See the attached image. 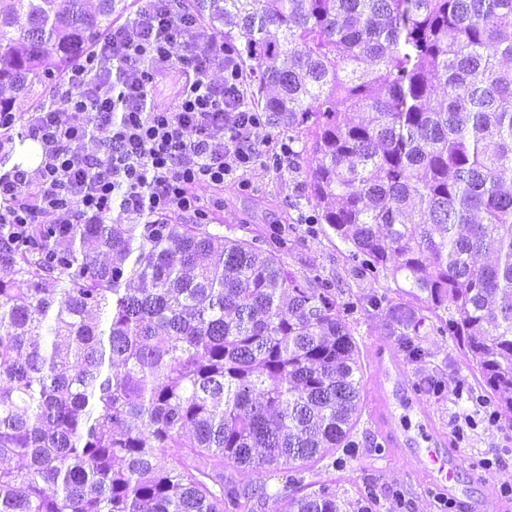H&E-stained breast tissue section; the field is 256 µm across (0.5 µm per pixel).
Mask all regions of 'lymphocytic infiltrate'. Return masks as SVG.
Wrapping results in <instances>:
<instances>
[{"label": "lymphocytic infiltrate", "instance_id": "obj_1", "mask_svg": "<svg viewBox=\"0 0 512 512\" xmlns=\"http://www.w3.org/2000/svg\"><path fill=\"white\" fill-rule=\"evenodd\" d=\"M185 33L191 39L174 55ZM177 68L184 80L174 103L153 104L159 80ZM51 97L53 107L23 124L42 148L40 164L0 171V202L10 203L1 224H93L115 208L177 212L193 223L204 215L195 185L223 186L259 159V117L241 95L240 68L221 39L182 14L180 0H157L113 27Z\"/></svg>", "mask_w": 512, "mask_h": 512}]
</instances>
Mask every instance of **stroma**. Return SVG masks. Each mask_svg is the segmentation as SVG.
<instances>
[{"instance_id": "1", "label": "stroma", "mask_w": 512, "mask_h": 512, "mask_svg": "<svg viewBox=\"0 0 512 512\" xmlns=\"http://www.w3.org/2000/svg\"><path fill=\"white\" fill-rule=\"evenodd\" d=\"M252 138L261 154L252 168L226 177L223 187L199 185L194 189L213 223L232 238L289 224L288 242L280 253L288 270L302 280L319 276L335 282L343 299L356 305L351 329L359 349L363 394L372 392L369 347L383 343L406 365L437 427L472 461L473 471L461 477L471 500L498 505V512H512V498L502 494L504 488H512V428L500 420L489 423L494 410L489 401L460 396L461 386L478 388L473 365L453 337L433 330L420 300L399 291L392 281L374 283L354 276L349 244L327 225L308 223L313 210L300 196L306 178L304 158L283 161L275 172L265 162L287 142V131L264 125L254 130ZM243 181L248 184L244 190L239 187ZM375 293L387 294L391 305L414 313L416 329L403 331L389 313L368 306L369 296ZM356 439L359 448L346 465L323 460L307 472V479L333 484L341 497L351 501L374 497L372 512H448L406 466L401 453L385 446L368 414L360 416Z\"/></svg>"}]
</instances>
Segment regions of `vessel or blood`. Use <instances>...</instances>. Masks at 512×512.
<instances>
[{
	"label": "vessel or blood",
	"instance_id": "1",
	"mask_svg": "<svg viewBox=\"0 0 512 512\" xmlns=\"http://www.w3.org/2000/svg\"><path fill=\"white\" fill-rule=\"evenodd\" d=\"M373 382L376 387L371 403V420L384 442L393 448L405 445L406 428L395 420L393 402L405 397L418 417L420 440L410 451L414 472L427 487L454 504L457 512H471L472 505L459 487L458 475L467 466L464 454L440 430L413 386L406 368L395 351L377 344L373 347Z\"/></svg>",
	"mask_w": 512,
	"mask_h": 512
}]
</instances>
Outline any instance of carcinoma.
I'll return each instance as SVG.
<instances>
[{"mask_svg":"<svg viewBox=\"0 0 512 512\" xmlns=\"http://www.w3.org/2000/svg\"><path fill=\"white\" fill-rule=\"evenodd\" d=\"M124 0H0V88L60 79ZM245 102L302 144L356 274L402 283L512 425V0H183ZM0 223V512H368L305 473L354 455L358 349L280 232L174 214ZM233 470H224V463ZM267 480L255 484L241 472Z\"/></svg>","mask_w":512,"mask_h":512,"instance_id":"obj_1","label":"carcinoma"}]
</instances>
